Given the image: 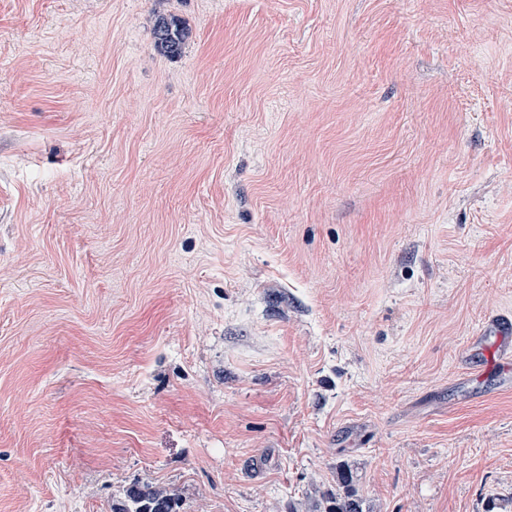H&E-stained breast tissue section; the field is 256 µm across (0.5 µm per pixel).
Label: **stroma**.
<instances>
[{"label": "stroma", "mask_w": 512, "mask_h": 512, "mask_svg": "<svg viewBox=\"0 0 512 512\" xmlns=\"http://www.w3.org/2000/svg\"><path fill=\"white\" fill-rule=\"evenodd\" d=\"M507 311L512 0H0V512H512ZM153 35L157 52L168 58H176L182 54L190 31L175 16L160 13L155 18ZM512 318L509 315H496L488 319L475 336L474 344L481 340L492 341V353L496 354L494 364L482 375L486 379L487 374L494 370L495 379H512ZM112 512H177V503L166 490L134 483L112 504Z\"/></svg>", "instance_id": "stroma-1"}]
</instances>
